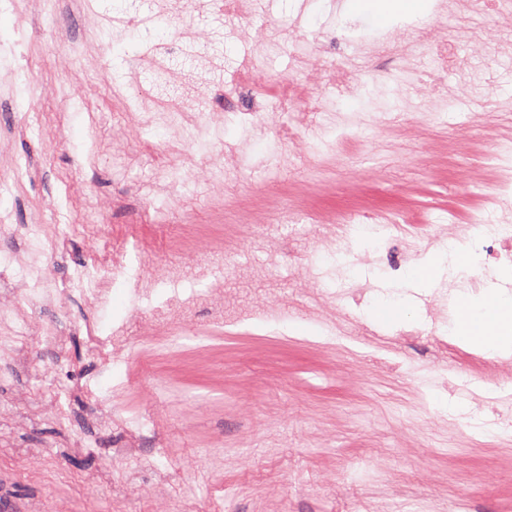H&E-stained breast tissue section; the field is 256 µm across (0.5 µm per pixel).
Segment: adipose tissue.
Here are the masks:
<instances>
[{"label":"adipose tissue","instance_id":"1","mask_svg":"<svg viewBox=\"0 0 512 512\" xmlns=\"http://www.w3.org/2000/svg\"><path fill=\"white\" fill-rule=\"evenodd\" d=\"M357 10L374 12L379 24L427 15L423 0H357ZM458 300L464 321H451L449 334L458 342L479 346L493 355L512 353V293L499 288L464 290Z\"/></svg>","mask_w":512,"mask_h":512}]
</instances>
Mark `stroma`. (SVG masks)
<instances>
[{"label":"stroma","mask_w":512,"mask_h":512,"mask_svg":"<svg viewBox=\"0 0 512 512\" xmlns=\"http://www.w3.org/2000/svg\"><path fill=\"white\" fill-rule=\"evenodd\" d=\"M197 5L186 19L196 38L172 64L144 54L137 28L110 43L99 37L143 0H79L53 46L38 6L19 16L0 0V47L29 61L25 74L0 65V214L23 226L39 214L71 225L65 253L48 259L60 283L131 225L144 238L128 242L127 268L113 274L105 306L76 301L68 321L25 293L11 295L30 322L0 384V512H173L186 500L211 512H432L451 497L462 512H512V440L490 443L478 432L512 417V380L493 389L476 373L477 353L454 343L439 349L440 317L457 294L453 269L415 289L411 277L432 246L407 256L399 232L366 224L353 227L347 248L317 244L310 223L288 233L292 210L445 211L461 221L475 213L496 181L479 159L512 138V112L498 108L512 99V55L491 40L473 58L482 83L472 107L428 110L407 74L342 95L316 114L310 150L283 161L287 144L277 134L296 126L295 112L276 114L268 131L243 125L238 113L259 100L248 88L225 95L224 75L245 63L276 85L293 80L291 61L237 40L234 19L210 12L207 0ZM266 22L328 50L339 30L382 32L337 0H312L304 15L296 0H275ZM69 38L90 42L74 67ZM139 55L174 70L169 87L143 84L149 111L172 99L206 107L222 121L225 150L243 155L240 168H179L162 124L135 136L115 89L134 80L124 59ZM78 89L87 105H64ZM408 100L411 121L402 113ZM375 101L394 111L392 125L367 120ZM347 118V140L329 149ZM15 157L29 174L10 171ZM252 215L265 221L244 252ZM89 219L100 221L99 238L83 233ZM178 221L209 276L174 251L165 227ZM215 286L224 290L219 314L205 301ZM393 292L409 295L408 318L372 320L370 306ZM86 315L102 334L127 339L111 369L81 359L74 322ZM46 324L67 338L64 376L94 385L74 396L65 418L53 409L57 353L39 333ZM170 331L178 345L164 342ZM82 433L99 447H80ZM446 445L455 455L440 454Z\"/></svg>","instance_id":"35a3bbf8"}]
</instances>
